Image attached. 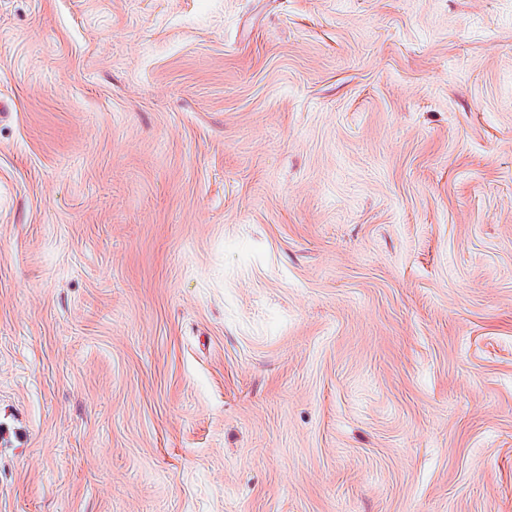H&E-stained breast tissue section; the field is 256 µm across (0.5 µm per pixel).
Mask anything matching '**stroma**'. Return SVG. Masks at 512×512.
Listing matches in <instances>:
<instances>
[{"instance_id": "35a3bbf8", "label": "stroma", "mask_w": 512, "mask_h": 512, "mask_svg": "<svg viewBox=\"0 0 512 512\" xmlns=\"http://www.w3.org/2000/svg\"><path fill=\"white\" fill-rule=\"evenodd\" d=\"M0 512H512V0H0Z\"/></svg>"}]
</instances>
